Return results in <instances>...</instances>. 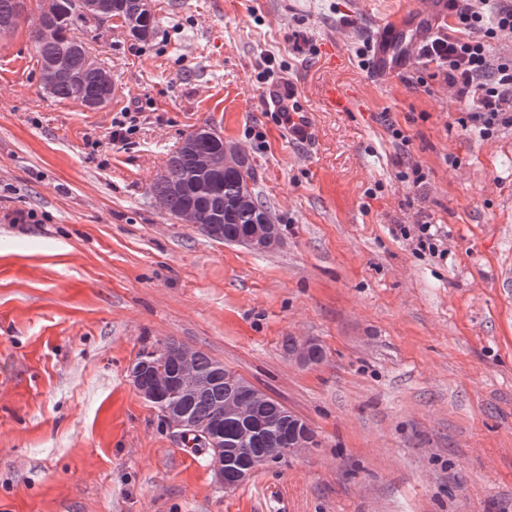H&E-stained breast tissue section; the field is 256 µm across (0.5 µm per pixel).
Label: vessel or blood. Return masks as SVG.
I'll return each instance as SVG.
<instances>
[{
    "label": "vessel or blood",
    "mask_w": 512,
    "mask_h": 512,
    "mask_svg": "<svg viewBox=\"0 0 512 512\" xmlns=\"http://www.w3.org/2000/svg\"><path fill=\"white\" fill-rule=\"evenodd\" d=\"M447 17L448 0H425L423 6L410 9L381 24L371 42V74L385 78L406 69L418 46ZM261 99L268 111L276 113L280 126L291 139L308 141L313 124L296 81L284 78L272 82L262 89Z\"/></svg>",
    "instance_id": "vessel-or-blood-1"
}]
</instances>
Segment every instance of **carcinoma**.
I'll return each mask as SVG.
<instances>
[{"instance_id":"carcinoma-1","label":"carcinoma","mask_w":512,"mask_h":512,"mask_svg":"<svg viewBox=\"0 0 512 512\" xmlns=\"http://www.w3.org/2000/svg\"><path fill=\"white\" fill-rule=\"evenodd\" d=\"M37 16H32L28 0H0V34L16 31L20 25L30 27L41 71L52 63L60 64L64 74L54 80L42 79L46 93L60 101H75L80 105L98 95L99 75L106 72L104 65L93 57L78 32L88 26L89 18L95 27L112 24L121 19V26L140 41L150 39L158 29L159 19L154 13L139 11V0H50L37 5ZM224 151L221 141L199 137L191 149L179 148L168 158L165 171L178 186L173 191L170 183L155 180L149 187L151 196L161 197L167 212L177 217L185 212H207L213 215L208 235L217 241L230 243L251 231L259 213L267 209L256 191V177L252 163L246 169L228 168L218 182L199 176L198 158L204 154ZM165 346L173 352L171 368L177 369L174 356L183 343L175 339L144 344L136 355V365L144 366L143 382L158 386L155 371L146 366L154 348ZM194 375L200 385L181 383L169 374L159 386L163 402L151 401L158 412L163 407L177 406L192 422L188 442L213 458L207 438L224 439L225 452L232 448H284L287 439L296 435L289 421V409L279 401L265 395L250 404L247 415H232L224 411L228 392L225 377L234 374L224 364L200 349H192Z\"/></svg>"}]
</instances>
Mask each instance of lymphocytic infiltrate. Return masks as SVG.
I'll list each match as a JSON object with an SVG mask.
<instances>
[{
    "label": "lymphocytic infiltrate",
    "mask_w": 512,
    "mask_h": 512,
    "mask_svg": "<svg viewBox=\"0 0 512 512\" xmlns=\"http://www.w3.org/2000/svg\"><path fill=\"white\" fill-rule=\"evenodd\" d=\"M455 23L432 36L420 57L470 106L472 121L483 135L512 122V58L492 57L491 40L512 33V5L507 0H465L454 13Z\"/></svg>",
    "instance_id": "1"
}]
</instances>
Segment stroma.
Segmentation results:
<instances>
[{"label":"stroma","mask_w":512,"mask_h":512,"mask_svg":"<svg viewBox=\"0 0 512 512\" xmlns=\"http://www.w3.org/2000/svg\"><path fill=\"white\" fill-rule=\"evenodd\" d=\"M415 2L151 0L149 40L82 33L115 88L95 112L45 94L27 27L0 41V512H512V123L481 136L421 60L371 78L360 50ZM271 74L301 83L308 143L260 105ZM119 112L135 115L123 142ZM206 123L250 156L279 231L267 251L148 193ZM412 163L418 188L398 176ZM420 208L445 258L396 233ZM291 337L324 362L296 364ZM167 338L319 447L225 491L129 380L141 344Z\"/></svg>","instance_id":"stroma-1"}]
</instances>
